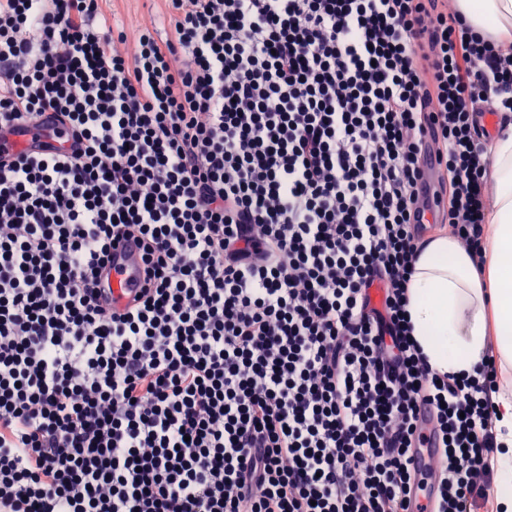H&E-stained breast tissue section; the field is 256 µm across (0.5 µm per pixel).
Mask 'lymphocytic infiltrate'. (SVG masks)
Instances as JSON below:
<instances>
[{"label": "lymphocytic infiltrate", "mask_w": 512, "mask_h": 512, "mask_svg": "<svg viewBox=\"0 0 512 512\" xmlns=\"http://www.w3.org/2000/svg\"><path fill=\"white\" fill-rule=\"evenodd\" d=\"M167 2L162 36L0 0V512H408L429 439L428 512L488 506L496 357L433 369L409 282L429 157L484 266L512 39L455 0ZM48 112L71 149L4 145ZM111 265L105 287L110 288L108 293L112 299V306L121 308L128 301L140 275V260L136 245L130 242L112 251Z\"/></svg>", "instance_id": "1"}]
</instances>
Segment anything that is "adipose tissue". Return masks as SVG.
Segmentation results:
<instances>
[{
	"instance_id": "adipose-tissue-1",
	"label": "adipose tissue",
	"mask_w": 512,
	"mask_h": 512,
	"mask_svg": "<svg viewBox=\"0 0 512 512\" xmlns=\"http://www.w3.org/2000/svg\"><path fill=\"white\" fill-rule=\"evenodd\" d=\"M456 6L479 35L512 36V0H456ZM488 172L495 198L486 218L483 272L441 232L425 240L409 285L413 334L442 372H472L491 345L502 369H512V129L495 139ZM496 401L495 495L501 512H512V386L501 385Z\"/></svg>"
}]
</instances>
